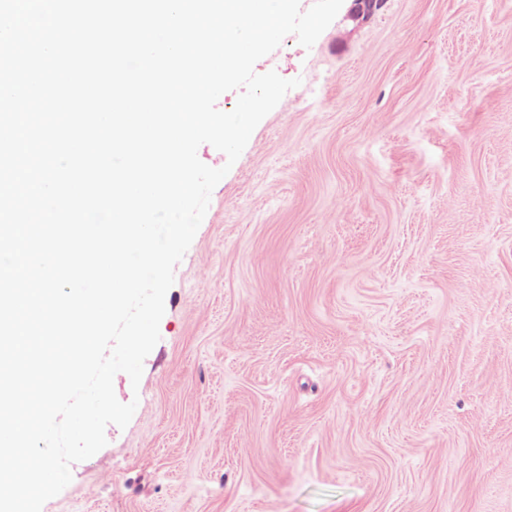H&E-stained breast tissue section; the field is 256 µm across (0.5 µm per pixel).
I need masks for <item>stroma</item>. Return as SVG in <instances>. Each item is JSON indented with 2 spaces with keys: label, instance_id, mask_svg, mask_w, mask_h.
Wrapping results in <instances>:
<instances>
[{
  "label": "stroma",
  "instance_id": "obj_1",
  "mask_svg": "<svg viewBox=\"0 0 512 512\" xmlns=\"http://www.w3.org/2000/svg\"><path fill=\"white\" fill-rule=\"evenodd\" d=\"M351 7L199 147L135 413L42 512H512V0Z\"/></svg>",
  "mask_w": 512,
  "mask_h": 512
}]
</instances>
